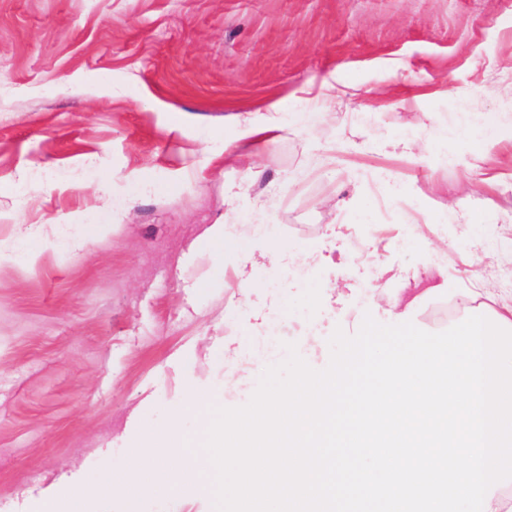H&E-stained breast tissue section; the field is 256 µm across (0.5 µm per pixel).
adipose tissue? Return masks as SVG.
<instances>
[{"label": "adipose tissue", "instance_id": "obj_1", "mask_svg": "<svg viewBox=\"0 0 512 512\" xmlns=\"http://www.w3.org/2000/svg\"><path fill=\"white\" fill-rule=\"evenodd\" d=\"M280 114L281 104L274 101L264 113L248 112L238 116L240 133L235 140L236 148L252 155L266 152L269 145L288 130ZM200 245L223 258L225 266L232 270L239 295L245 300H251L256 292L253 270L258 260L276 264L287 257L302 261L309 258L302 247L292 246L285 250L273 241L268 243L261 257L243 253L230 226L223 220L204 229ZM181 445L180 417L175 414L166 428L148 432L142 441L134 444L124 467L90 479L80 478L69 485L49 487L42 497L40 512H89L92 500L107 486L121 491L131 501L147 486L160 494L176 489L184 495H194L203 486V471L178 456Z\"/></svg>", "mask_w": 512, "mask_h": 512}]
</instances>
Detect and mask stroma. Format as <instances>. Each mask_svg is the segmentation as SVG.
<instances>
[{
    "label": "stroma",
    "mask_w": 512,
    "mask_h": 512,
    "mask_svg": "<svg viewBox=\"0 0 512 512\" xmlns=\"http://www.w3.org/2000/svg\"><path fill=\"white\" fill-rule=\"evenodd\" d=\"M276 100L287 132L259 157L231 154L236 116ZM503 112L512 0H0V512H37L62 475L121 467L176 411L202 454L212 408L245 405L286 344L324 369L335 329L383 320L385 296L415 279H481L512 301V141L460 133ZM407 138L430 148L406 154ZM251 166L244 248L272 236L314 255L254 272L279 300L266 353L223 260L195 248ZM408 213L434 224L430 242ZM327 281L342 294L313 303ZM231 333L252 376L228 396ZM192 385L208 407L186 406ZM131 506L215 512L209 493Z\"/></svg>",
    "instance_id": "stroma-1"
}]
</instances>
